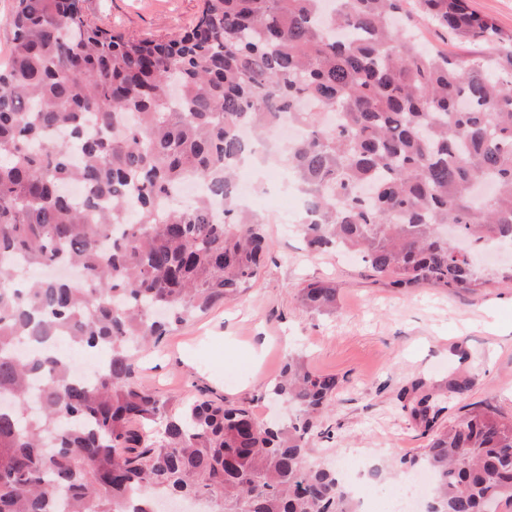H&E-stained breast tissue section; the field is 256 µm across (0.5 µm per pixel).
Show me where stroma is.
<instances>
[{
  "label": "stroma",
  "instance_id": "stroma-1",
  "mask_svg": "<svg viewBox=\"0 0 512 512\" xmlns=\"http://www.w3.org/2000/svg\"><path fill=\"white\" fill-rule=\"evenodd\" d=\"M85 20L112 34L171 38L197 21L203 0H80ZM266 190L252 203L265 218L270 253L250 288L177 326L142 354L137 382L162 397L250 401L264 421L284 418L286 405L265 398L288 352L314 372L339 381L313 441L314 463L335 466L351 448H372L381 482L412 478L386 468L394 456L420 452L423 425L402 413L398 395L414 380L443 388L465 383L452 412L469 404L512 417V283L478 295L445 288H391L349 256L315 255L286 222L297 212L281 193L282 169L264 172ZM333 282L332 314L304 309L299 290L310 280Z\"/></svg>",
  "mask_w": 512,
  "mask_h": 512
}]
</instances>
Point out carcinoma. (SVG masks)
Segmentation results:
<instances>
[{
    "label": "carcinoma",
    "instance_id": "cac0c4a2",
    "mask_svg": "<svg viewBox=\"0 0 512 512\" xmlns=\"http://www.w3.org/2000/svg\"><path fill=\"white\" fill-rule=\"evenodd\" d=\"M482 58L426 48L414 18ZM288 116L278 157L307 196L294 224L393 288L475 295L512 281L476 259L512 243V34L468 0H204L177 39L112 36L72 0H16L0 65V512H358L334 467L308 457L338 380L288 355L265 423L222 399L177 408L134 381L173 326L234 297L269 244L237 172ZM81 183L94 202L64 192ZM206 195L177 205L185 182ZM469 243L460 255L442 228ZM336 310V287L300 289ZM105 354L89 381L26 343ZM402 409L429 441L400 464L431 473L426 512L512 502V418L472 404L445 424L441 394Z\"/></svg>",
    "mask_w": 512,
    "mask_h": 512
}]
</instances>
